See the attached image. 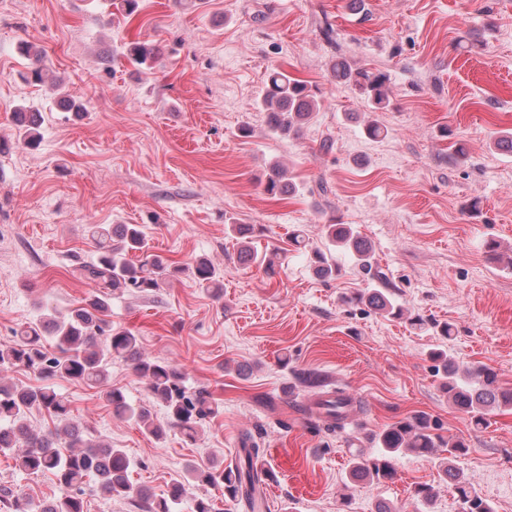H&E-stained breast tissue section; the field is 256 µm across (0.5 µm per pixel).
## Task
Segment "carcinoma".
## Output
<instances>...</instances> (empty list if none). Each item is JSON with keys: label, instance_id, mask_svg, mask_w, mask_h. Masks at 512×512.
Returning <instances> with one entry per match:
<instances>
[{"label": "carcinoma", "instance_id": "obj_1", "mask_svg": "<svg viewBox=\"0 0 512 512\" xmlns=\"http://www.w3.org/2000/svg\"><path fill=\"white\" fill-rule=\"evenodd\" d=\"M20 52L34 64L30 70L32 81H42V69L38 66L42 51L23 44ZM126 57L131 64L147 68L157 59V49L149 43H133L126 49ZM331 76L371 103L373 109L389 105L385 73L372 72L339 58L331 65ZM317 105L316 93L309 84L283 70L269 73L262 107L267 111L271 131L282 136L298 134ZM15 116L21 137L27 144L36 145L40 140L39 113L19 110ZM259 184L270 197L296 192V185L288 180L287 168L278 162L267 167ZM230 230L238 239V260L245 265L253 258L254 228L249 224H232ZM325 231L329 244L345 250L372 278L382 280L372 272V244L357 230L333 218L325 225ZM89 234L95 244L96 258L80 268V274L93 285L85 305L66 313H41L15 331L11 344L0 347V371L24 368L42 381L39 386H26L0 380V451L20 449L15 457L18 470L27 474L52 472L61 486L60 495L47 504H37L17 490L0 486V504L6 512H84V496L91 489L123 499L145 496L129 479L130 461L125 452L84 435L68 400L55 388L58 380L100 388L109 378L112 360L129 362L144 380L150 396L166 408L167 421H155L149 408L132 404L119 388L107 390L106 399L116 415L135 422L157 439L177 429L192 442L199 426L221 413L219 403L208 390L187 386L180 368L146 358L140 351L137 336L129 329L112 325L104 315L112 292L155 293L180 274L191 277L217 296L222 288L219 270L205 257L186 266H175L162 255L150 252L148 234L142 224H91ZM310 264L316 275L323 278H333L340 272L333 256L317 248L310 249ZM344 302L364 305L394 318L403 315L402 307L380 287L357 291L345 297ZM46 341L52 342L58 353L48 351ZM430 358L435 362L439 387L448 402L466 414L474 427L481 428L491 416L512 410V389L499 384L498 374L492 368L462 367L441 349L431 352ZM298 379L307 387L319 390L313 403L315 413L330 421L333 427L343 425L351 399L323 390V381L314 371L300 372ZM34 411L47 412L54 429L33 430L28 417ZM375 442L381 448L379 455L366 457L360 452L351 455L352 481L368 479L380 484L394 480L397 475L394 457L411 451L439 462L445 477L453 483L464 512H493L474 482L453 468L456 458L469 453L467 443L462 439H445L438 433V424L428 415L416 414L386 427L375 436ZM240 444L241 453L234 466H189L183 480L173 483L167 496L148 503L147 512H173L190 481L221 490L222 496L244 503L250 512H262L267 508L261 494L262 485L265 478L271 479L273 475L258 469L264 449L258 447L252 434L244 433ZM61 447L68 449V453H61Z\"/></svg>", "mask_w": 512, "mask_h": 512}]
</instances>
